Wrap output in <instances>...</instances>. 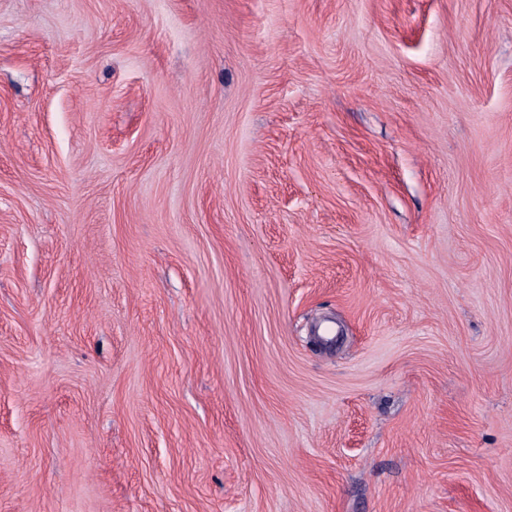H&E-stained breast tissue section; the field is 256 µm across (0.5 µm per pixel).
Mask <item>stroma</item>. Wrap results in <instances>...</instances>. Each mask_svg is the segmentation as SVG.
<instances>
[{
	"label": "stroma",
	"mask_w": 512,
	"mask_h": 512,
	"mask_svg": "<svg viewBox=\"0 0 512 512\" xmlns=\"http://www.w3.org/2000/svg\"><path fill=\"white\" fill-rule=\"evenodd\" d=\"M0 512H512V0H0Z\"/></svg>",
	"instance_id": "obj_1"
}]
</instances>
